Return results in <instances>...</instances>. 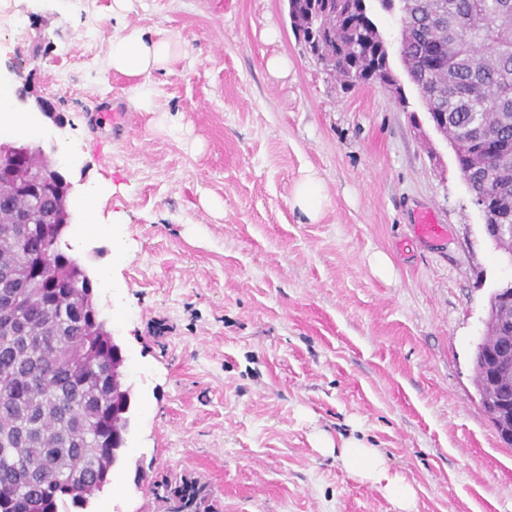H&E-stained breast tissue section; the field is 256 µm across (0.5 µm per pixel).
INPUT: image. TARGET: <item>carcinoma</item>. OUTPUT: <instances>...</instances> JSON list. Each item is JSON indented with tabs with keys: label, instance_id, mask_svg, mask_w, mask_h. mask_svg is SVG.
Listing matches in <instances>:
<instances>
[{
	"label": "carcinoma",
	"instance_id": "obj_1",
	"mask_svg": "<svg viewBox=\"0 0 512 512\" xmlns=\"http://www.w3.org/2000/svg\"><path fill=\"white\" fill-rule=\"evenodd\" d=\"M368 0H290L305 51L346 85L384 67L387 46ZM400 58L430 113L444 112L457 166L498 224H512V0H416L402 6ZM61 184L40 182L0 199V253L19 254L13 214L40 200L54 210ZM41 269L24 330L0 334V512H71L112 472L121 426L112 407V342L98 314L77 306L88 287L66 274L70 256L32 235L22 255ZM38 372L46 383L33 386ZM163 512H217L192 484L166 485Z\"/></svg>",
	"mask_w": 512,
	"mask_h": 512
}]
</instances>
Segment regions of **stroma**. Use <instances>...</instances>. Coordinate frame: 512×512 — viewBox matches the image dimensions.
Here are the masks:
<instances>
[{
    "mask_svg": "<svg viewBox=\"0 0 512 512\" xmlns=\"http://www.w3.org/2000/svg\"><path fill=\"white\" fill-rule=\"evenodd\" d=\"M112 2L14 0L23 27L0 30V80L31 76L64 118L17 108L73 186L59 247L95 281L139 401L127 465L95 504L158 512L187 480L219 512H397L343 468L356 439L414 485L416 512H512V447L473 364L512 261L407 78L398 14L375 21L401 100L331 75L287 0H131L121 20ZM124 24L179 47L149 76L156 111L109 65ZM275 56L287 72L268 71ZM100 110L133 121L117 131ZM307 169L327 197L312 223L289 203ZM93 192L97 235L80 205ZM424 211L442 234L419 233ZM378 251L392 281L370 269Z\"/></svg>",
    "mask_w": 512,
    "mask_h": 512,
    "instance_id": "35a3bbf8",
    "label": "stroma"
}]
</instances>
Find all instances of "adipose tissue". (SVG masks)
I'll use <instances>...</instances> for the list:
<instances>
[{"label": "adipose tissue", "instance_id": "adipose-tissue-1", "mask_svg": "<svg viewBox=\"0 0 512 512\" xmlns=\"http://www.w3.org/2000/svg\"><path fill=\"white\" fill-rule=\"evenodd\" d=\"M172 55L167 39H145L137 28L123 27L112 35L109 62L114 71L139 77L134 88L138 106L147 112L154 109V91L148 81L150 73L163 67ZM290 203L309 221H316L326 205L323 183L314 171H307L296 183ZM344 469L355 479L382 488L398 512H415L416 490L399 474L390 472L383 455L362 442L350 440L339 450Z\"/></svg>", "mask_w": 512, "mask_h": 512}]
</instances>
